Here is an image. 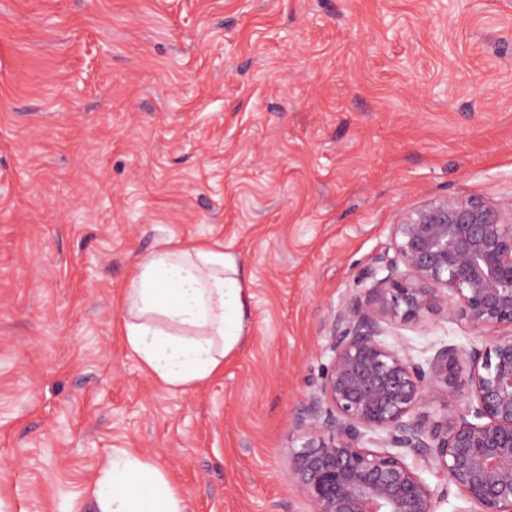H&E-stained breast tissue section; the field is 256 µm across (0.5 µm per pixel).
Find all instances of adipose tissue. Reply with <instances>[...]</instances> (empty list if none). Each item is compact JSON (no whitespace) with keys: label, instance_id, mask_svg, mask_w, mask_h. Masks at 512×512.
<instances>
[{"label":"adipose tissue","instance_id":"obj_1","mask_svg":"<svg viewBox=\"0 0 512 512\" xmlns=\"http://www.w3.org/2000/svg\"><path fill=\"white\" fill-rule=\"evenodd\" d=\"M248 278L223 243L164 247L140 259L124 298L122 336L141 365L170 389L204 382L246 332ZM98 512H187L167 476L116 448L95 489Z\"/></svg>","mask_w":512,"mask_h":512}]
</instances>
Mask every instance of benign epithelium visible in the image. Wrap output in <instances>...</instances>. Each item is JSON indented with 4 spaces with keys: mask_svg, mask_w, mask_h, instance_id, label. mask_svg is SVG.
Returning <instances> with one entry per match:
<instances>
[{
    "mask_svg": "<svg viewBox=\"0 0 512 512\" xmlns=\"http://www.w3.org/2000/svg\"><path fill=\"white\" fill-rule=\"evenodd\" d=\"M391 239L331 319V368L296 415L289 478L315 512H436L450 486L466 503L453 512H512V201L432 199L400 211ZM435 313L480 339L414 354L394 328ZM461 362L468 400L427 427L420 410L454 393Z\"/></svg>",
    "mask_w": 512,
    "mask_h": 512,
    "instance_id": "7a95c632",
    "label": "benign epithelium"
}]
</instances>
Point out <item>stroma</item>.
<instances>
[{"label": "stroma", "mask_w": 512, "mask_h": 512, "mask_svg": "<svg viewBox=\"0 0 512 512\" xmlns=\"http://www.w3.org/2000/svg\"><path fill=\"white\" fill-rule=\"evenodd\" d=\"M449 195L512 199V0H0V512H97L116 448L188 512H314L288 448L330 321ZM208 240L251 277L248 338L172 392L124 295Z\"/></svg>", "instance_id": "obj_1"}]
</instances>
